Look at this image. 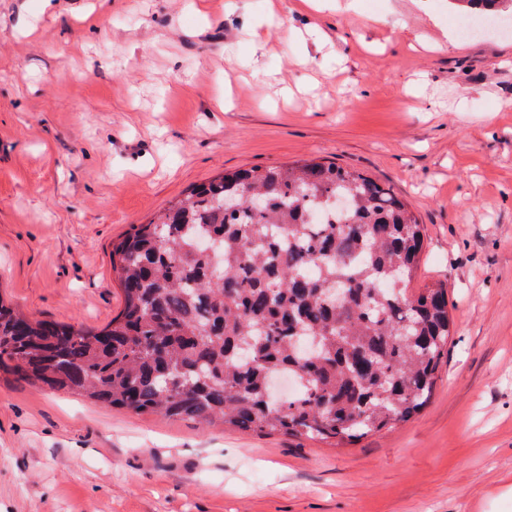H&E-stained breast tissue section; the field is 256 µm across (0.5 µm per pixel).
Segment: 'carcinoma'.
<instances>
[{"instance_id": "1", "label": "carcinoma", "mask_w": 512, "mask_h": 512, "mask_svg": "<svg viewBox=\"0 0 512 512\" xmlns=\"http://www.w3.org/2000/svg\"><path fill=\"white\" fill-rule=\"evenodd\" d=\"M499 17L512 0H448ZM422 224L392 187L305 160L242 168L112 244L123 307L103 328L0 300V369L100 405L257 433L354 441L431 396L453 325L444 284L409 290ZM319 353L305 358L295 341ZM295 375L278 403L270 376Z\"/></svg>"}]
</instances>
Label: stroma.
Instances as JSON below:
<instances>
[{"label": "stroma", "instance_id": "obj_1", "mask_svg": "<svg viewBox=\"0 0 512 512\" xmlns=\"http://www.w3.org/2000/svg\"><path fill=\"white\" fill-rule=\"evenodd\" d=\"M0 0V298L119 313L112 243L305 159L391 186L454 332L426 405L355 442L102 407L0 371V512H512V33L448 0ZM227 97L225 110L214 102Z\"/></svg>", "mask_w": 512, "mask_h": 512}]
</instances>
